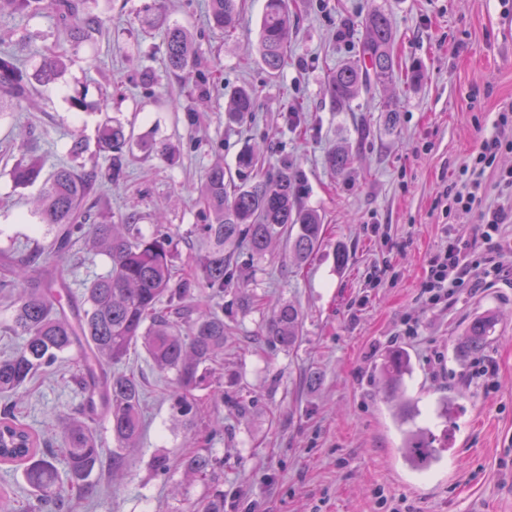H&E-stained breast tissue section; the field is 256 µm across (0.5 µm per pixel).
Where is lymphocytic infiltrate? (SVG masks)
<instances>
[{
  "mask_svg": "<svg viewBox=\"0 0 512 512\" xmlns=\"http://www.w3.org/2000/svg\"><path fill=\"white\" fill-rule=\"evenodd\" d=\"M505 148L512 150V137H506L503 132L485 137L465 162L459 176L448 186L446 196L453 207L479 210L480 220L474 229L473 240L483 244L484 253L481 263L469 261V244L459 240L432 255L428 261L426 287L434 295L454 292L465 284L478 283L483 277L499 279L512 273L505 263L512 252L505 247L501 237L502 228L512 214L501 205L483 206L480 194L485 172L493 167L498 153Z\"/></svg>",
  "mask_w": 512,
  "mask_h": 512,
  "instance_id": "obj_1",
  "label": "lymphocytic infiltrate"
}]
</instances>
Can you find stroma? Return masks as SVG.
Wrapping results in <instances>:
<instances>
[{
	"label": "stroma",
	"mask_w": 512,
	"mask_h": 512,
	"mask_svg": "<svg viewBox=\"0 0 512 512\" xmlns=\"http://www.w3.org/2000/svg\"><path fill=\"white\" fill-rule=\"evenodd\" d=\"M265 4L246 0L226 36L209 28V0H85L105 27L77 46L46 11H0V41L17 50L28 75L51 51L66 63L58 80L37 85L30 102L0 116V280L12 276L8 256L45 242L32 226L39 184L18 186L9 176L19 160L38 159L46 175L69 163L84 175L103 171L101 130L121 122L130 138L126 178L96 188L91 220L118 224L135 212L147 230L163 213L176 234V265L187 269L200 252L198 188L207 170L233 165L244 145L260 147L265 168L300 172V201L321 215L326 237L301 267L273 247L246 288L265 306L227 320L224 388L250 409L241 416L225 407L224 431L211 445L224 461V512H512V283L490 279L434 302L424 291L429 258L450 239L471 240L479 222L477 212L450 208L451 179L498 116L512 122V0H288L290 60L275 78L256 50ZM376 6L391 17L400 72L416 70L421 79L337 109L328 75L355 55L359 21ZM160 14L187 28L204 62L217 66L207 99L166 71L153 25ZM145 67L156 78L148 87L139 78ZM249 85L262 89L255 120L225 124L227 92ZM76 94L84 102L78 111L69 102ZM388 100L400 109L392 129L383 122ZM75 132L86 151L73 161L67 148ZM160 144L167 154L157 152ZM339 145L353 156L342 175L326 164ZM108 269L104 256L78 243L56 275L78 303ZM282 300L302 316L301 340L290 351L269 349L262 336ZM487 312L498 321L482 355L495 360L497 373L484 383L471 377L478 356L462 354L458 342ZM396 349L411 358L407 394L442 447L424 472L405 463L373 380ZM81 358L76 347L65 353L16 407L47 439L82 400L70 382ZM125 367L146 383L142 437L117 476H91L72 512H192L205 485L180 469L155 473L151 461L159 453L174 461L192 455L210 415L200 410L192 428H173L170 375L139 348ZM313 371L319 382L306 384ZM447 397L452 408L438 418L434 410Z\"/></svg>",
	"instance_id": "35a3bbf8"
}]
</instances>
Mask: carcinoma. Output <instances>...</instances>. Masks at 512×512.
I'll return each instance as SVG.
<instances>
[{"label":"carcinoma","mask_w":512,"mask_h":512,"mask_svg":"<svg viewBox=\"0 0 512 512\" xmlns=\"http://www.w3.org/2000/svg\"><path fill=\"white\" fill-rule=\"evenodd\" d=\"M84 0H0L6 7L38 11L51 9L69 40L80 43L100 31L101 20L84 11ZM244 0H210L212 29L232 34L243 11ZM363 31L356 58L331 76L327 93L338 107L349 105L379 86L398 77L391 21L375 8L360 21ZM291 15L288 0H267L261 21L258 53L272 77L288 67ZM165 67L183 83L204 94L211 74L201 67L191 33L177 25L163 31ZM65 68L64 56L44 57L36 80L52 82ZM30 79L13 53L0 49V112L30 98ZM260 90L237 88L229 93L224 109L229 124L253 118ZM129 143L120 124L106 125L100 147L112 154L105 178L119 184L125 178L124 149ZM260 152L251 146L236 155L234 168L212 165L199 189L204 224V254L188 276L175 265L174 232L168 224H155L150 234L142 232L139 216L128 214L122 224H91L84 200L91 183L69 165L56 167L44 180L32 216L46 227L50 241L32 253L10 259L13 281L5 290L13 309L12 328L24 337L22 346L0 359V462L23 467L27 485L37 493V509L69 512L77 494L83 492L91 474L107 457L87 423L102 408L109 418L112 438L110 471L125 464V451L136 447L143 427L144 381L134 372L120 369L131 348L141 347L159 372H172L169 399L175 420L184 421L197 404L196 392L208 391L207 400L221 422L224 402L237 398L224 394V386L212 388L210 378L224 358V295L243 288L252 266L240 260L247 254L259 261L276 242H283L293 260L302 264L318 251L325 237L321 216L299 201L296 179L288 164L269 172L261 167ZM348 149L334 147L327 165L337 173L352 165ZM41 172L36 161H20L10 171L13 181L26 186ZM84 241L107 257L110 269L86 288L82 309L67 314L70 292L55 289L52 271L70 251ZM495 327L488 314L474 319L460 346L461 351H483ZM302 332L299 309L280 302L265 323L264 336L275 348L293 349ZM84 345V363L73 381L84 394L69 424L59 434L61 447L52 448L28 424L14 414L10 398L26 392L37 371L53 365L75 345ZM411 372L403 351L391 353L377 368L376 376L395 422L413 421L412 400L403 395L405 377ZM404 460L413 469L429 467L437 458L435 438L419 427L401 430ZM64 467H58V462ZM217 459L211 454H193L178 463L185 473L216 481ZM196 512H224V491L216 488L199 502Z\"/></svg>","instance_id":"cac0c4a2"}]
</instances>
